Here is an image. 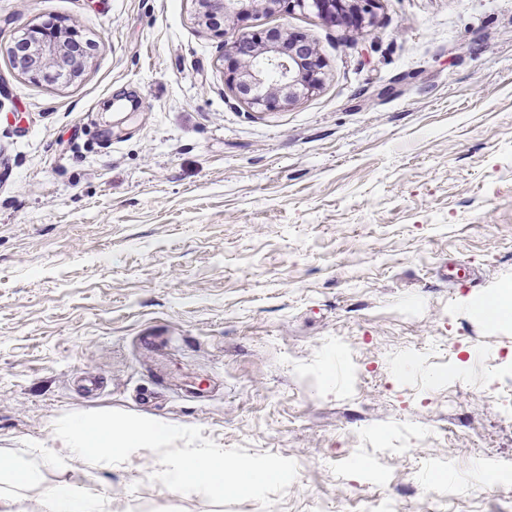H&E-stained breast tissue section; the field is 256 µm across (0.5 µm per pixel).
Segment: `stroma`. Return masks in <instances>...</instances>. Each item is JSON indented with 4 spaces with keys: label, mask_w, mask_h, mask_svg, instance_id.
<instances>
[{
    "label": "stroma",
    "mask_w": 512,
    "mask_h": 512,
    "mask_svg": "<svg viewBox=\"0 0 512 512\" xmlns=\"http://www.w3.org/2000/svg\"><path fill=\"white\" fill-rule=\"evenodd\" d=\"M197 13L0 0V452L59 447L78 416L173 431L89 471L36 460L0 498L512 512V323L474 312L512 282V0H380L359 31L299 9L227 24L323 58L276 112L236 98ZM59 19L93 43L82 75L14 70L13 40ZM202 448L268 476L224 498L159 479Z\"/></svg>",
    "instance_id": "1"
}]
</instances>
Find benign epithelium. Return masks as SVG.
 I'll list each match as a JSON object with an SVG mask.
<instances>
[{
	"instance_id": "1",
	"label": "benign epithelium",
	"mask_w": 512,
	"mask_h": 512,
	"mask_svg": "<svg viewBox=\"0 0 512 512\" xmlns=\"http://www.w3.org/2000/svg\"><path fill=\"white\" fill-rule=\"evenodd\" d=\"M198 21L214 36L226 34L224 22H245L255 13L296 8L315 12L335 26L360 28L373 23L379 0H196ZM91 43L63 20L52 28L35 26L9 47L16 69L35 81L69 83L80 76ZM224 77L237 98L265 111L287 108L322 84L324 63L306 35L288 29L244 32L224 46Z\"/></svg>"
}]
</instances>
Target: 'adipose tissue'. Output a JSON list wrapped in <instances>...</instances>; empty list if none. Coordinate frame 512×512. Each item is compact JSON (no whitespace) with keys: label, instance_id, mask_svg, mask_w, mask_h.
Returning <instances> with one entry per match:
<instances>
[{"label":"adipose tissue","instance_id":"adipose-tissue-1","mask_svg":"<svg viewBox=\"0 0 512 512\" xmlns=\"http://www.w3.org/2000/svg\"><path fill=\"white\" fill-rule=\"evenodd\" d=\"M62 433L63 451L41 448L37 451L38 456L94 467L104 461L129 457L135 449L159 443L168 436L167 429L156 423L127 424L109 419L72 420L65 424ZM163 476L171 489L193 486L220 495L249 493L257 480L256 475L239 471L234 461L214 448L166 464ZM43 512H112V501L59 487L45 498Z\"/></svg>","mask_w":512,"mask_h":512}]
</instances>
